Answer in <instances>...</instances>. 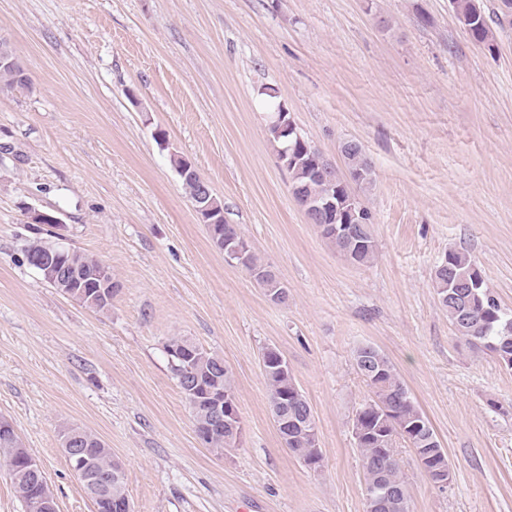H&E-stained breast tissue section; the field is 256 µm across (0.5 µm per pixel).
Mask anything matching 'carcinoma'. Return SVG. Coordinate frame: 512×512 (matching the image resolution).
I'll return each instance as SVG.
<instances>
[{
  "label": "carcinoma",
  "instance_id": "1",
  "mask_svg": "<svg viewBox=\"0 0 512 512\" xmlns=\"http://www.w3.org/2000/svg\"><path fill=\"white\" fill-rule=\"evenodd\" d=\"M498 0L496 11L486 13L480 0H452V9L470 41L492 51L495 49L496 29L512 26V11L503 10ZM31 82L24 69L14 61L0 66V91L25 93ZM278 157L287 169L289 189L296 201L305 208L309 223L317 226L320 234L338 253L358 265L370 263L376 253L373 236V216L361 193L373 184V168L361 144L342 143L340 154L347 174L325 159L323 153L308 139L298 140L288 135L270 134ZM352 195L355 210L364 214L365 223H350L342 202ZM336 200V210L317 214L307 209V201ZM213 244L224 250L230 239H241L233 225L219 220L210 230ZM43 254V239L33 238L24 248V256L31 267ZM250 273L263 288L270 301L279 304L288 299V290L260 260L252 248L240 257L232 258ZM64 263L75 268L95 266V257L79 251H68ZM433 287L438 304L448 315L455 334L475 347L484 348L501 360L512 361V331L504 330L512 323V310L502 306L496 294L487 287L481 271L470 254L464 250H450L435 266ZM83 306L99 313L112 307V291L103 289V295L84 300ZM172 369L181 388L198 378L208 387L217 386L224 395L236 397L234 376L224 359L213 355L182 336H173L166 344ZM283 356L275 348L262 355L266 367L264 375L271 413H280L288 420L287 449L311 468L321 466V449L312 447V432L316 421L311 406L297 387ZM357 373L369 388L370 397L357 411L352 422V434L359 450L365 485L366 512H411L408 482L396 451L401 438L412 449L425 475L431 479L439 471L448 469V453L442 448L434 429L426 419L408 389L399 378L390 359L372 345L358 347L354 353ZM70 433L80 438L88 470L103 493L93 498L97 512H122L127 498L124 474L113 471L112 449L106 447L95 434L81 429ZM241 420L235 425H224V430L212 432L205 445L216 453L235 448L241 441ZM19 446L14 431L0 434V468L10 476L15 494L25 499L32 487L19 476L21 458L3 448V443Z\"/></svg>",
  "mask_w": 512,
  "mask_h": 512
}]
</instances>
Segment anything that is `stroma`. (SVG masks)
<instances>
[{
  "label": "stroma",
  "mask_w": 512,
  "mask_h": 512,
  "mask_svg": "<svg viewBox=\"0 0 512 512\" xmlns=\"http://www.w3.org/2000/svg\"><path fill=\"white\" fill-rule=\"evenodd\" d=\"M0 39L32 84L0 93V417L57 512H96L62 448L69 427L121 461L133 512H365L352 435L370 396L353 360L365 344L389 357L448 453L442 490L399 443L413 512H512V370L455 335L432 284L464 249L512 309V28L490 52L448 0H0ZM276 102L333 163L343 141L362 144L372 263L338 254L289 192L266 125ZM175 152L287 303L225 261ZM34 210L59 221L28 223ZM33 237L109 266V312L29 266ZM174 336L232 370L238 447L199 441ZM268 346L313 409L320 468L281 443Z\"/></svg>",
  "instance_id": "obj_1"
}]
</instances>
